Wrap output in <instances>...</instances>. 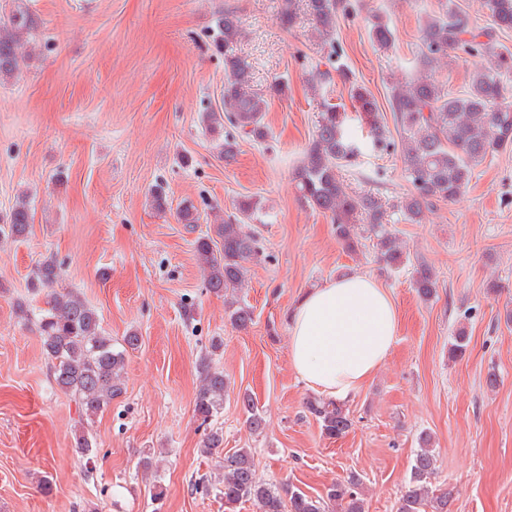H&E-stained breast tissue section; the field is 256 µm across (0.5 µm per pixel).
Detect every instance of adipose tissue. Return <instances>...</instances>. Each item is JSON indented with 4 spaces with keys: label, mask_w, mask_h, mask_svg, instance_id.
<instances>
[{
    "label": "adipose tissue",
    "mask_w": 512,
    "mask_h": 512,
    "mask_svg": "<svg viewBox=\"0 0 512 512\" xmlns=\"http://www.w3.org/2000/svg\"><path fill=\"white\" fill-rule=\"evenodd\" d=\"M399 327L398 309L374 277L336 276L295 306L289 328L291 366L312 390L347 397L382 365Z\"/></svg>",
    "instance_id": "ef3b65f1"
}]
</instances>
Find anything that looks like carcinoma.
Returning <instances> with one entry per match:
<instances>
[{
    "instance_id": "cac0c4a2",
    "label": "carcinoma",
    "mask_w": 512,
    "mask_h": 512,
    "mask_svg": "<svg viewBox=\"0 0 512 512\" xmlns=\"http://www.w3.org/2000/svg\"><path fill=\"white\" fill-rule=\"evenodd\" d=\"M13 2L9 14L0 18V81L17 77L26 67L29 55L25 49L36 42L39 27V18L28 0ZM296 2L282 0L278 15L282 26H293ZM303 2L323 42L335 47L337 14L347 5L343 0ZM485 6L492 21L489 27L475 23L454 0H446L441 11L425 16L415 56L416 74L391 88L389 110L399 132L404 177L413 187L412 193L400 198L396 208L411 223H419L435 202L459 197L474 170L488 157L512 150V104L502 101L503 77L512 73V52L500 48L498 41V35L512 31V0H485ZM240 37L237 17L229 12L218 14L212 38L216 49L224 50V109L206 112L202 126L226 162L238 151L233 131L258 143L268 136L263 121L268 101L250 91L249 65L230 53ZM370 37L378 47L389 48L394 34L388 22L376 16L371 22ZM454 50L486 60L471 73L467 87L458 92L436 76L437 65ZM350 98L369 124L368 141L350 130L345 113L337 105L323 101L318 127L295 172L296 186L310 206L331 217L336 237L352 252L358 248V241L351 235L352 220L364 218L368 230L377 238L379 261L397 271L405 265L408 255L397 246L396 237L384 224L382 201L371 194L347 191L337 175L338 167L362 156L366 143L381 151L393 146L372 92L353 81ZM256 212L257 201L245 196L236 201L235 212L224 222L213 225L214 236L195 241V252L211 292L219 295L242 287L247 273L245 263L256 255V237L248 228L257 219ZM30 223L29 205L21 200L0 225V239L16 241L25 237ZM62 275L55 262L45 261L33 276V287L53 288ZM436 285L432 269L425 263L418 264L413 282L417 293L427 300L434 296ZM230 320L244 329L252 322V311L244 305L235 306ZM37 330L43 353L51 362L53 382L73 397L80 416L89 419L97 415L122 394L127 353L139 346L137 332H129L123 345L114 347L112 337L104 334L97 310L72 291L51 294L47 309L37 319ZM467 346L468 336L460 328L452 338L449 354L462 357ZM199 368L194 414L206 426L224 405L226 385L224 372L214 368L208 359H202ZM240 402L245 422L251 429L260 430L263 419L252 397L245 393ZM306 409L329 439L345 435L352 427L349 413L337 401L313 398L306 402ZM223 444V432L211 428L202 441L201 452L211 457ZM419 444L398 512H451L453 489L438 488L432 482L436 451L431 448V436L421 434ZM217 467L222 471L224 505L230 509L252 502L259 512H366L363 481L358 474L352 473L329 485L323 495L312 497L288 484L277 487L262 480L249 448L224 455L218 459Z\"/></svg>"
}]
</instances>
